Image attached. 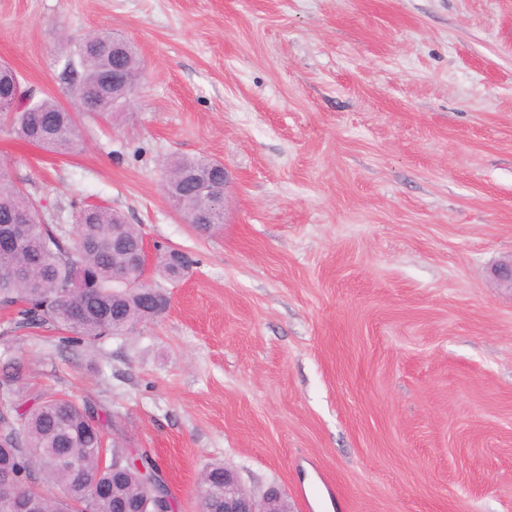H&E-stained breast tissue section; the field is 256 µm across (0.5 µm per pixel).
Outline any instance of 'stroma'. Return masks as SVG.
Returning <instances> with one entry per match:
<instances>
[{
    "label": "stroma",
    "instance_id": "35a3bbf8",
    "mask_svg": "<svg viewBox=\"0 0 512 512\" xmlns=\"http://www.w3.org/2000/svg\"><path fill=\"white\" fill-rule=\"evenodd\" d=\"M101 29L134 100L75 154L0 122V159L68 236L104 204L195 264L130 334L14 331L27 397L95 404L172 512L213 463L293 512H512V0H0V62L67 108L59 40ZM197 156L229 175L206 232L164 193Z\"/></svg>",
    "mask_w": 512,
    "mask_h": 512
}]
</instances>
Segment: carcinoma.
Listing matches in <instances>:
<instances>
[{
	"label": "carcinoma",
	"instance_id": "obj_1",
	"mask_svg": "<svg viewBox=\"0 0 512 512\" xmlns=\"http://www.w3.org/2000/svg\"><path fill=\"white\" fill-rule=\"evenodd\" d=\"M60 80L70 93L86 89L83 108L112 115L134 96L132 82L112 84L104 77L112 73V33L99 30L74 45L63 47ZM18 74L0 63V98L10 95ZM15 137L45 150L74 153L82 140L75 113L56 100H32L20 112L10 113ZM213 161L176 158L167 166L164 189L178 194L181 211L188 221L200 206L209 203L197 193L196 177L214 176ZM28 216V230L11 249L0 250V306L18 308L16 324L40 326L52 323L70 334V342H95L108 335L127 333L141 323L161 317L169 306L164 288L151 279L141 288H128L121 277L129 270L131 254L112 248L113 227L134 246L143 232L109 207L85 204L78 212L79 232L70 238L51 224L41 222L39 204L19 187L10 165L0 162V235L17 215ZM177 263L160 260L155 274L175 282L189 274L193 260L184 252H173ZM84 267L87 287L72 292L67 285L74 262ZM80 306L84 317L75 320L72 309ZM0 388L12 394L0 412V486L13 488L11 497L0 496V512H36L42 493L61 490L65 494L57 512H117L118 501L126 512H152L153 498L142 471H151L146 455H124L114 444L111 451L124 456L121 468L102 467L99 459L106 441L95 407L79 404L62 395L21 401L27 389V374L21 361L8 358L0 365ZM211 489L201 496L204 512L224 510V467L208 468Z\"/></svg>",
	"mask_w": 512,
	"mask_h": 512
}]
</instances>
